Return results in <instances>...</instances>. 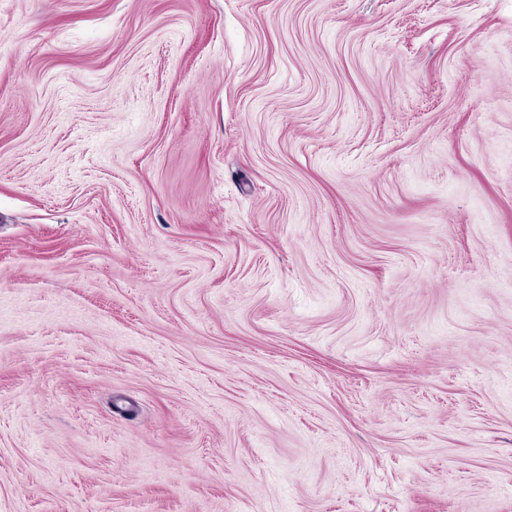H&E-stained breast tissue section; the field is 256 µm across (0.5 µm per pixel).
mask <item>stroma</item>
Instances as JSON below:
<instances>
[{"label": "stroma", "instance_id": "obj_1", "mask_svg": "<svg viewBox=\"0 0 512 512\" xmlns=\"http://www.w3.org/2000/svg\"><path fill=\"white\" fill-rule=\"evenodd\" d=\"M0 512H512V0H0Z\"/></svg>", "mask_w": 512, "mask_h": 512}]
</instances>
